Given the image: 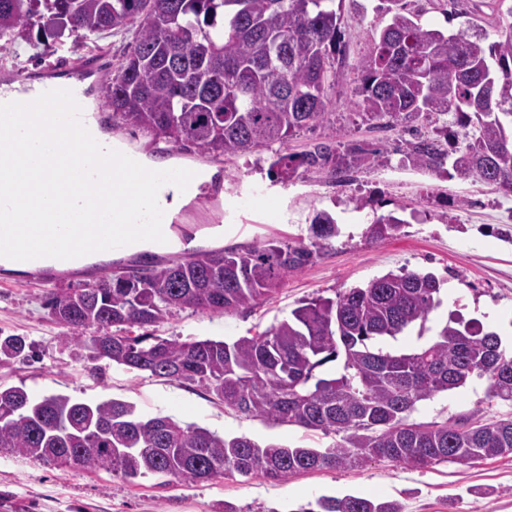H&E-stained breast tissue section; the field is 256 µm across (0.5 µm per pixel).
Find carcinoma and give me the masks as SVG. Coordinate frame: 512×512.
<instances>
[{
	"label": "carcinoma",
	"mask_w": 512,
	"mask_h": 512,
	"mask_svg": "<svg viewBox=\"0 0 512 512\" xmlns=\"http://www.w3.org/2000/svg\"><path fill=\"white\" fill-rule=\"evenodd\" d=\"M389 22L356 63L353 104L367 120L408 123L404 163L439 176L467 163L471 177L512 196V5L452 0L448 16L465 27L443 32L403 0H385ZM343 0H0V47L38 28L85 45L109 29L133 31V47L107 92L113 117L154 139L209 156H236L297 132L335 123L329 92L346 66ZM498 18L497 40L471 21L481 7ZM383 149L321 142L281 154L280 173L303 167L331 177L382 163ZM406 220L380 215L369 240ZM310 245L262 242L239 251H195L148 265L85 268L86 287L56 293L65 304V343L95 351L130 371L197 383L248 417L338 437L323 450L225 437L169 415H140L119 400L95 404L63 394L36 398L0 386V450L57 467L105 468L135 480L147 475L199 483L261 475L286 482L302 472L361 468L374 459L422 468L512 455V417L421 423L419 402L489 382L488 397L512 403V354L499 334L457 314L415 349L395 354L390 339L424 325L441 304L444 280L431 271H389L335 297H317L255 336L195 340L86 335L94 326H156L178 310L231 314L272 297L282 279L309 264L340 234L336 218L316 213ZM340 361L331 373L321 371ZM297 512H403L397 500L322 495Z\"/></svg>",
	"instance_id": "obj_1"
}]
</instances>
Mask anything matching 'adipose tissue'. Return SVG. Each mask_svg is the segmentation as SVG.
I'll use <instances>...</instances> for the list:
<instances>
[{
  "label": "adipose tissue",
  "instance_id": "adipose-tissue-1",
  "mask_svg": "<svg viewBox=\"0 0 512 512\" xmlns=\"http://www.w3.org/2000/svg\"><path fill=\"white\" fill-rule=\"evenodd\" d=\"M20 144H0V180H7L22 190L33 189L34 195L16 221V234L25 241L34 255L33 264L64 270L77 264H93L130 256L140 252H169L178 250L179 239L168 225L154 230H143L132 224L113 222L114 235L124 237L122 251L103 245L73 244L69 233L59 232L52 244H43L35 235V228L47 223L48 209L62 215L64 224L75 222V213L81 202L96 199L105 209H112L116 196L142 201L149 199L153 186L146 179V171L154 168L153 160L138 156L136 168H128L123 159H116L107 176L91 172L82 179L70 178L67 173L51 169L50 160L80 164L82 157H95L98 150L111 148L112 137L99 127H92L91 141L84 153H77L68 134L52 126L46 118L33 113L23 116Z\"/></svg>",
  "mask_w": 512,
  "mask_h": 512
}]
</instances>
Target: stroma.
Instances as JSON below:
<instances>
[{"instance_id":"stroma-1","label":"stroma","mask_w":512,"mask_h":512,"mask_svg":"<svg viewBox=\"0 0 512 512\" xmlns=\"http://www.w3.org/2000/svg\"><path fill=\"white\" fill-rule=\"evenodd\" d=\"M379 4H343L351 69L330 94L335 126L302 131L285 146L287 152L299 153L318 142L340 148L354 141L386 149L384 163L356 170L341 183L311 170H297L291 177L279 174L271 168L277 158L272 149L217 158L176 152L134 125L114 120L103 77L118 69L132 41L130 31L101 33L94 51L74 36L47 44L19 38L0 50V79L24 82L39 75L92 70L95 111L121 148L153 159L173 156L194 169H221L223 189L185 207L180 221L199 228L223 224L224 249L263 241L308 243L312 217L320 210L332 212L340 223L342 232L330 247L288 275L270 299L230 315L181 310L154 327L155 335L197 340L253 336L288 317L303 301L332 298L400 269L431 271L445 280L442 304L430 314L428 328L444 324L449 311L457 308L484 328L512 331V196L474 178H442L405 166L397 149L401 129L373 128L353 105L357 73L352 66L367 52L372 32L387 22ZM391 211H406L413 218L393 235L367 241L364 230L373 217ZM85 282L82 276L0 274V336H22L32 346L28 359L0 365V385L21 386L38 397L62 393L91 403L127 401L144 416L163 413L260 442L311 448L331 444V437L322 433L274 425L226 408L203 387L162 382L106 360H84L61 344L64 329L52 319L47 299L50 293ZM487 387V380H473L420 402L413 417L432 422L476 410L486 417L512 414V403L488 399ZM324 494L394 498L404 512H512V456L423 468L378 458L360 469L304 472L285 483L235 475L190 485L152 475L126 481L103 468H58L0 452V512H224L228 503L238 512H291Z\"/></svg>"}]
</instances>
